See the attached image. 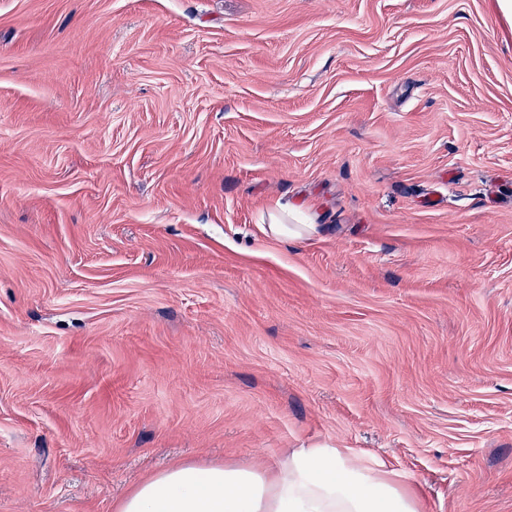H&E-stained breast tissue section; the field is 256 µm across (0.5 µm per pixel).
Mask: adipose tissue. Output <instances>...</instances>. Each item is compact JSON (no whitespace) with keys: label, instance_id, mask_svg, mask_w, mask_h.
Instances as JSON below:
<instances>
[{"label":"adipose tissue","instance_id":"ef3b65f1","mask_svg":"<svg viewBox=\"0 0 512 512\" xmlns=\"http://www.w3.org/2000/svg\"><path fill=\"white\" fill-rule=\"evenodd\" d=\"M115 512H422L401 475L352 448H295L271 467L186 461L142 481Z\"/></svg>","mask_w":512,"mask_h":512}]
</instances>
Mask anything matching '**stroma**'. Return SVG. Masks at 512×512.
Here are the masks:
<instances>
[{
    "mask_svg": "<svg viewBox=\"0 0 512 512\" xmlns=\"http://www.w3.org/2000/svg\"><path fill=\"white\" fill-rule=\"evenodd\" d=\"M319 443L512 512V20L0 0V512ZM270 224L267 225L269 235L272 238L281 237L302 238L311 235L316 230V224H312V219L308 212L304 210H290L284 212L281 209H275L270 213ZM289 218L297 221V224L288 226Z\"/></svg>",
    "mask_w": 512,
    "mask_h": 512,
    "instance_id": "stroma-1",
    "label": "stroma"
}]
</instances>
